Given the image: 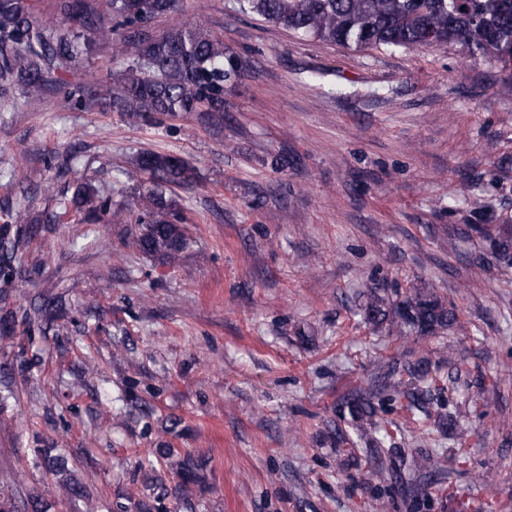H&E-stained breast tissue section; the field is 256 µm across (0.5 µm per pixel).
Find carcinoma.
Segmentation results:
<instances>
[{
	"mask_svg": "<svg viewBox=\"0 0 512 512\" xmlns=\"http://www.w3.org/2000/svg\"><path fill=\"white\" fill-rule=\"evenodd\" d=\"M52 0L62 24L48 30L38 19L32 0H0V95L16 87L38 88L58 81L56 72L76 62L93 41L112 42L113 53L123 58L122 70L112 75L105 103L116 112L151 125L191 112L220 121L224 112V86L242 75V60L199 24H176L160 35L151 26L176 10L177 0ZM238 10L302 38L348 49H384L390 52L436 46L462 45L471 60L490 59L512 68V0H237ZM134 167L150 185L139 194L136 208L112 207L92 178L83 175L74 185L68 204L45 210L32 224L0 230V273L11 267L20 245L34 233L36 224H62L75 213L79 224H126L135 220L138 233L130 246L136 251L175 263L188 245L183 212L172 187L196 181L195 168L184 159L155 151H142ZM502 269L512 268V224H495L488 211L463 228ZM362 322L375 331L436 336L458 326L454 308L436 288L421 286L392 298L377 288L359 293ZM431 363L421 357L404 367L407 378L387 382L393 388L389 401L417 415L430 404L420 381ZM382 388L369 385L342 397L336 406V443L346 444V422L365 431L378 409ZM47 473L64 472L46 448H37ZM138 470L156 491L154 503H138L140 512H163L168 494L193 504L199 483L197 464L181 448H160L155 458L144 456ZM399 473L401 485L414 498L420 481Z\"/></svg>",
	"mask_w": 512,
	"mask_h": 512,
	"instance_id": "obj_1",
	"label": "carcinoma"
}]
</instances>
